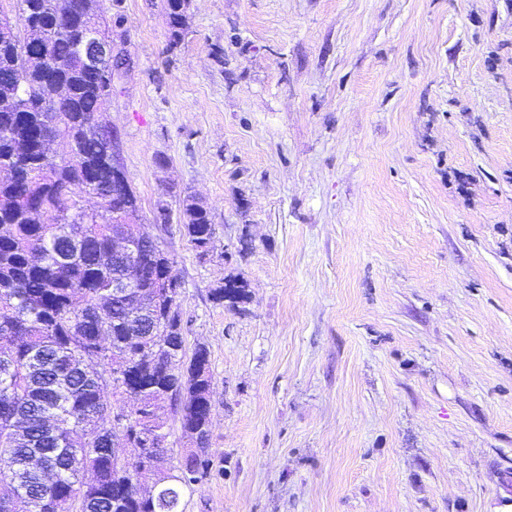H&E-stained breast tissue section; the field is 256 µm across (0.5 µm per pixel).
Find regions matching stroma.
Segmentation results:
<instances>
[{
  "label": "stroma",
  "mask_w": 512,
  "mask_h": 512,
  "mask_svg": "<svg viewBox=\"0 0 512 512\" xmlns=\"http://www.w3.org/2000/svg\"><path fill=\"white\" fill-rule=\"evenodd\" d=\"M100 8V119L210 352L183 512H512V0H191L176 42ZM183 215L185 224L184 235L200 257H204L214 249L216 228L210 212L195 202L190 195L183 199ZM246 285L243 282L227 280L224 285L214 288L211 296L214 302L224 304L228 301L231 304H236L246 296Z\"/></svg>",
  "instance_id": "stroma-1"
}]
</instances>
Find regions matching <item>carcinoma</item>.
<instances>
[{
	"label": "carcinoma",
	"instance_id": "cac0c4a2",
	"mask_svg": "<svg viewBox=\"0 0 512 512\" xmlns=\"http://www.w3.org/2000/svg\"><path fill=\"white\" fill-rule=\"evenodd\" d=\"M26 9L24 30L0 29V482L18 480L34 499L32 512H181L185 489L208 475L203 451L212 424L210 353L196 344L186 353L177 298L181 281L165 253L143 269L129 305L168 328L169 348L151 349L132 322L114 310L112 241L133 234V225L112 223V210L139 211L132 187L118 188L86 211L81 194L95 181L112 185L103 163L112 152L105 127L96 122L111 98L112 75L77 60L87 20L99 18L98 0H11ZM171 38L187 24L189 0H165ZM68 97L48 112L58 87ZM55 123L62 141L78 152L49 155L37 149L43 127ZM76 219L64 223L65 216ZM184 235L201 257L214 249L210 212L190 195L183 199ZM174 283L171 296L155 287ZM246 284L227 280L212 290L214 302L236 304ZM138 360L142 372L132 388L136 413L130 425L138 442L145 432L165 441L163 403H179L182 437L190 444L178 464L171 449L154 455L157 490L140 496L138 460H113L110 385L117 361ZM101 476L84 482L88 454Z\"/></svg>",
	"mask_w": 512,
	"mask_h": 512
}]
</instances>
